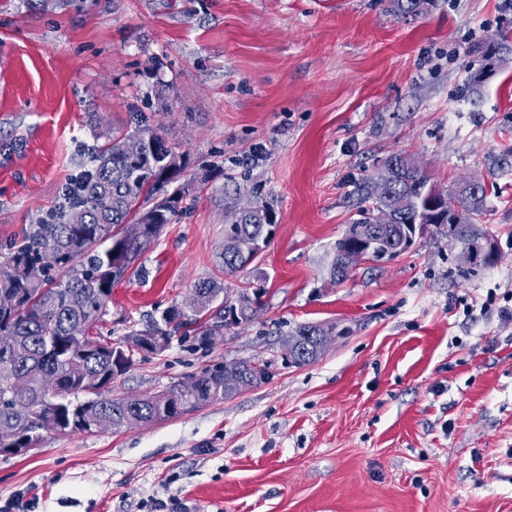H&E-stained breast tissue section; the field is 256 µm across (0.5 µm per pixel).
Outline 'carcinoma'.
Instances as JSON below:
<instances>
[{"mask_svg": "<svg viewBox=\"0 0 512 512\" xmlns=\"http://www.w3.org/2000/svg\"><path fill=\"white\" fill-rule=\"evenodd\" d=\"M435 0H391L399 15L417 16ZM156 144L137 161L124 155L132 136ZM181 155L160 133L140 120L133 133L115 131L98 146L92 166L64 198L59 211L41 224H30L7 244L0 261V441L5 456H22L34 448L42 432L68 434L119 431L180 417L224 398V365L191 375L150 396H112V384L142 352L159 353L176 336L195 335L200 346L212 344L224 331L251 322L261 309V289L224 294V279L198 283L192 315L173 306L160 318L132 331L116 346L99 344L94 331L112 301V288L158 239L182 209L183 197H157L180 170ZM391 184L374 186L373 202L360 209L358 224L374 227L381 244L396 248L403 226L448 221L456 206L457 244L469 251L481 236L477 219L485 208L484 186L465 181L448 196L445 207L430 209L432 189L426 171L401 153ZM239 185H224V244L219 271L234 275L244 269V253L260 255L276 226L269 204L237 208ZM294 336H318L321 344L335 327L298 325Z\"/></svg>", "mask_w": 512, "mask_h": 512, "instance_id": "obj_1", "label": "carcinoma"}]
</instances>
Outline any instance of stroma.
I'll return each instance as SVG.
<instances>
[{"instance_id":"35a3bbf8","label":"stroma","mask_w":512,"mask_h":512,"mask_svg":"<svg viewBox=\"0 0 512 512\" xmlns=\"http://www.w3.org/2000/svg\"><path fill=\"white\" fill-rule=\"evenodd\" d=\"M512 36V0H0V260L56 213L97 146L144 115L184 155L187 207L115 285L112 342L189 310L216 275L224 184L273 204L260 260L225 277L264 289L246 326L206 348L135 359L117 396L205 368L271 376L184 416L118 432L44 433L0 455L9 512H512V39L479 92L481 49ZM484 73V72H483ZM402 152L431 184L486 189L491 267L458 272L429 230L397 257L329 275L362 188ZM333 324L321 356L282 355L302 323Z\"/></svg>"}]
</instances>
